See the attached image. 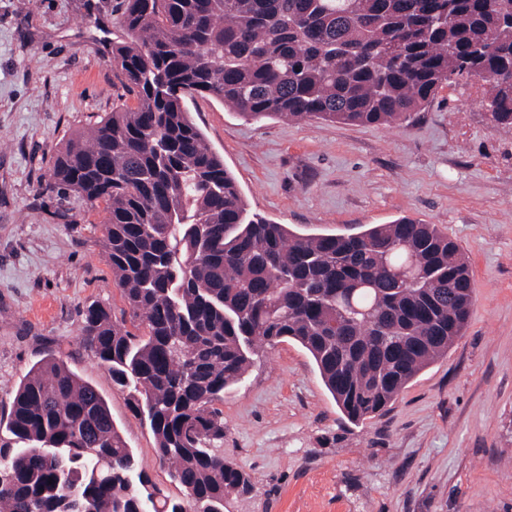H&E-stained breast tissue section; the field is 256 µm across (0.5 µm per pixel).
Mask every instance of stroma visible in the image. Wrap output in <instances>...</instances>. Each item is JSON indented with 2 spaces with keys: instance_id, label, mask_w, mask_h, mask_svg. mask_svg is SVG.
Masks as SVG:
<instances>
[{
  "instance_id": "stroma-1",
  "label": "stroma",
  "mask_w": 512,
  "mask_h": 512,
  "mask_svg": "<svg viewBox=\"0 0 512 512\" xmlns=\"http://www.w3.org/2000/svg\"><path fill=\"white\" fill-rule=\"evenodd\" d=\"M122 0H0V417L9 392L54 351L105 397L139 466L183 499L126 391L84 348L82 311L125 304L99 246L105 204L49 187L57 150L137 99L112 64ZM487 87L460 77L403 126L261 123L187 103L249 212L300 235L408 217L471 262L466 330L379 416L339 412L298 344L261 351L224 395V456L250 474L224 512H512V129Z\"/></svg>"
}]
</instances>
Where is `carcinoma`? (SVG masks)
Returning a JSON list of instances; mask_svg holds the SVG:
<instances>
[{
  "label": "carcinoma",
  "instance_id": "cac0c4a2",
  "mask_svg": "<svg viewBox=\"0 0 512 512\" xmlns=\"http://www.w3.org/2000/svg\"><path fill=\"white\" fill-rule=\"evenodd\" d=\"M121 25L112 62L138 105L68 139L49 186L108 209L101 247L143 333L92 302L82 341L186 502L152 485L97 388L46 355L0 421V512H224L251 481L224 459L219 405L259 349L300 345L359 423L448 353L473 305L468 260L434 224L300 236L248 215L186 99L257 123L384 125L470 75L511 129L512 0H123Z\"/></svg>",
  "mask_w": 512,
  "mask_h": 512
}]
</instances>
